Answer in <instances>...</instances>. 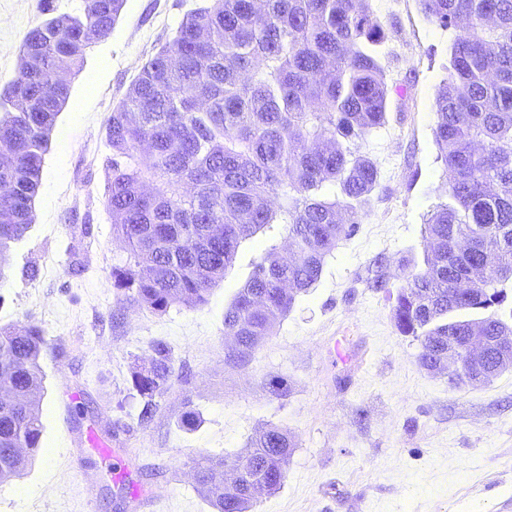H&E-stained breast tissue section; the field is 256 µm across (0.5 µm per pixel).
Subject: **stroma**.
Returning a JSON list of instances; mask_svg holds the SVG:
<instances>
[{
  "label": "stroma",
  "mask_w": 512,
  "mask_h": 512,
  "mask_svg": "<svg viewBox=\"0 0 512 512\" xmlns=\"http://www.w3.org/2000/svg\"><path fill=\"white\" fill-rule=\"evenodd\" d=\"M40 2L0 0V87L19 72ZM204 4L126 0L69 78L34 223L0 266V326L31 321L47 341L42 452L24 475L0 481V512H212L191 458L243 453L270 424L294 448L284 485L252 512H512V371L449 386L418 365V342L393 320L398 274L422 264L427 211L448 197L433 100L457 32L426 20L418 0H373L393 27L382 60L406 86L391 95L385 125L356 144L376 161L379 186L357 233L326 256L272 336L239 358L224 311L265 251L287 248L277 224L241 244L203 305L157 315L117 299L112 267L124 254L105 204L107 121L184 14ZM378 257L388 287L376 292L364 278ZM158 340L172 349L174 377L144 420L132 373ZM189 409L199 415L191 431L180 423ZM91 431L122 454L124 482L86 449Z\"/></svg>",
  "instance_id": "stroma-1"
}]
</instances>
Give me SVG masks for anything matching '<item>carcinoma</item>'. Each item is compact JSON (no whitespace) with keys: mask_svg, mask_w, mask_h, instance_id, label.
<instances>
[{"mask_svg":"<svg viewBox=\"0 0 512 512\" xmlns=\"http://www.w3.org/2000/svg\"><path fill=\"white\" fill-rule=\"evenodd\" d=\"M453 40L433 102V128L448 201L427 212L424 267L402 269L393 308L397 330L420 344L419 366L448 373V385L503 365L509 314L481 321L485 353L466 351L472 320L460 310L500 307L512 282V0H418ZM125 0H82L28 32L43 69H20L0 93V258L32 228L44 155L70 85L55 75L80 69L106 37ZM388 30L371 0H208L186 13L171 40L142 65L106 126L112 148L105 186L112 240L127 253L112 286L153 313L203 305L243 241L283 226L288 251L268 249L224 312V334L245 358L320 279L325 257L352 236L378 185V166L352 149L386 123L388 79L380 47ZM469 241L472 249H461ZM497 269L494 280L478 268ZM45 331L0 326V479L24 471L43 433L40 358ZM133 387L153 399L173 378L171 349L152 345ZM293 444L270 426L244 455L202 454L196 481L216 512H250L287 478Z\"/></svg>","mask_w":512,"mask_h":512,"instance_id":"cac0c4a2","label":"carcinoma"}]
</instances>
